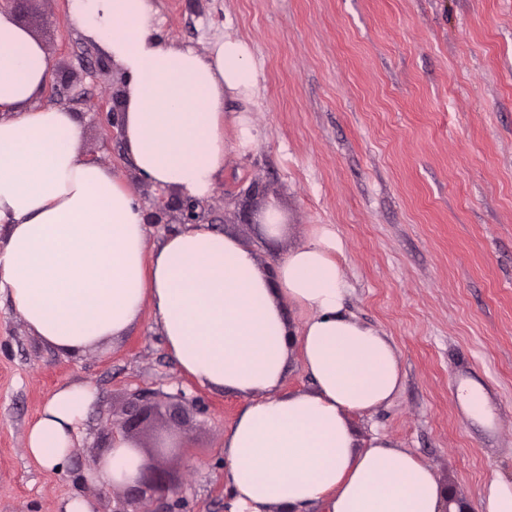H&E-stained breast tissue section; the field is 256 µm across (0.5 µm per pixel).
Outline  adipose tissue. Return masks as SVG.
<instances>
[{"mask_svg":"<svg viewBox=\"0 0 512 512\" xmlns=\"http://www.w3.org/2000/svg\"><path fill=\"white\" fill-rule=\"evenodd\" d=\"M68 17L124 77L123 136L138 172L199 200L228 150L250 151L248 113L224 139L228 102L249 101L257 70L247 42L207 54L157 36L153 0H69ZM47 51L0 12V295L27 328L78 356L120 339L151 309L180 371L244 403L224 436L229 512H445L444 488L418 457L382 435L360 443L351 416L387 404L402 384L391 340L346 307L333 225L317 224L262 267L237 236L190 224L151 243L130 187L84 158L66 108L41 104ZM300 356L310 392L282 393ZM95 388L58 386L27 434L40 466L64 470ZM139 458L116 442L97 473L129 484Z\"/></svg>","mask_w":512,"mask_h":512,"instance_id":"ef3b65f1","label":"adipose tissue"}]
</instances>
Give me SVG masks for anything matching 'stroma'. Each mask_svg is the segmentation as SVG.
I'll return each mask as SVG.
<instances>
[{
  "mask_svg": "<svg viewBox=\"0 0 512 512\" xmlns=\"http://www.w3.org/2000/svg\"><path fill=\"white\" fill-rule=\"evenodd\" d=\"M165 43L204 53L223 37L246 41L258 71L252 102H232L257 131L229 150L200 223L253 247L261 265L284 260L312 225H334L350 284L347 308L389 336L404 376L388 403L356 414L361 438L379 433L419 457L469 512L492 477L512 480V0H155ZM69 0H25L12 17L45 47L42 104L69 109L80 151L112 167L151 217L177 198L136 170L112 111L123 78L102 47L68 19ZM277 208L279 237L260 218ZM97 388L98 401L63 472L26 452L30 423L57 386ZM480 386L491 417L469 418L461 385ZM151 402L184 391L201 412L137 430L189 450L161 459L169 499L147 512H226L224 434L242 400L181 375L151 312L119 342L78 357L32 336L0 297V512H64L71 498L117 512L124 489L102 488L93 461L108 418L135 391Z\"/></svg>",
  "mask_w": 512,
  "mask_h": 512,
  "instance_id": "1",
  "label": "stroma"
}]
</instances>
